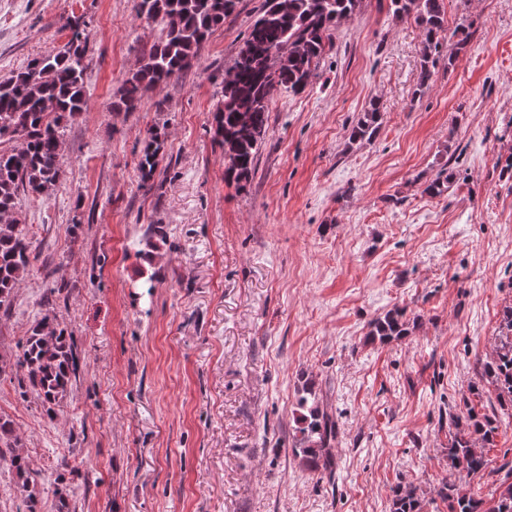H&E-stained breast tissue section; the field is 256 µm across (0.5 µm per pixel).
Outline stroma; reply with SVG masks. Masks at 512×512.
<instances>
[{"instance_id":"obj_1","label":"stroma","mask_w":512,"mask_h":512,"mask_svg":"<svg viewBox=\"0 0 512 512\" xmlns=\"http://www.w3.org/2000/svg\"><path fill=\"white\" fill-rule=\"evenodd\" d=\"M261 4L240 0L191 69L116 112L159 37L138 0H0L1 78L63 49L68 17L86 22L88 106L62 129L55 191L18 199L40 259L0 309L1 356L47 314L79 356L50 416L0 377L41 512H56L59 477L75 512H389L398 484L446 512L441 418L469 402L496 415L491 468L512 465V412L480 376L512 303V0H444L449 27L474 36L420 95L421 28L363 0L313 83L272 100L240 190L211 119ZM373 101L380 131L349 142ZM151 129L164 144L146 188ZM443 168L447 192L424 194ZM397 306L417 328L367 341ZM306 377L337 427L331 479L291 453Z\"/></svg>"}]
</instances>
